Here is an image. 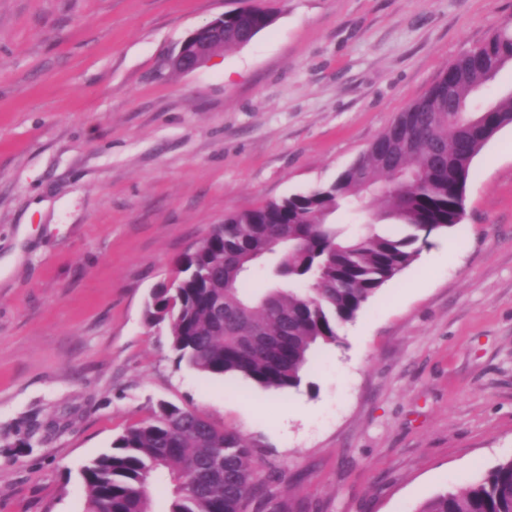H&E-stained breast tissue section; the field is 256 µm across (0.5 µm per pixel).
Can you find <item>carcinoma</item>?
Returning <instances> with one entry per match:
<instances>
[{
  "label": "carcinoma",
  "instance_id": "cac0c4a2",
  "mask_svg": "<svg viewBox=\"0 0 512 512\" xmlns=\"http://www.w3.org/2000/svg\"><path fill=\"white\" fill-rule=\"evenodd\" d=\"M274 21L257 5L224 13V41H251ZM512 64L505 22L461 56L336 180L224 218L181 255L173 287L153 290L152 324L168 323L177 362L211 376L243 375L265 389H297L314 346L339 343L354 319L418 253L459 224L473 158L512 125V92L472 108L477 91ZM344 209L368 222L330 224ZM398 228L387 232L379 223ZM271 287H246L257 268ZM251 446L199 413L161 403L85 467V512H151L149 490L169 486L167 512H247L256 496ZM418 512H512V457L446 490Z\"/></svg>",
  "mask_w": 512,
  "mask_h": 512
}]
</instances>
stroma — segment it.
Wrapping results in <instances>:
<instances>
[{"label":"stroma","mask_w":512,"mask_h":512,"mask_svg":"<svg viewBox=\"0 0 512 512\" xmlns=\"http://www.w3.org/2000/svg\"><path fill=\"white\" fill-rule=\"evenodd\" d=\"M0 0V512H83L84 467L160 402L252 446L248 512H418L512 456V126L299 389L178 362L145 307L225 215L328 184L512 0ZM273 21V14L269 10L253 4L227 11L193 31L176 51L167 56L166 65L180 73L193 72L208 62L213 54L212 49L216 51L223 47L244 45ZM201 32H205L207 38L202 37ZM219 38L224 43L223 40L217 41L211 48L210 43Z\"/></svg>","instance_id":"35a3bbf8"}]
</instances>
